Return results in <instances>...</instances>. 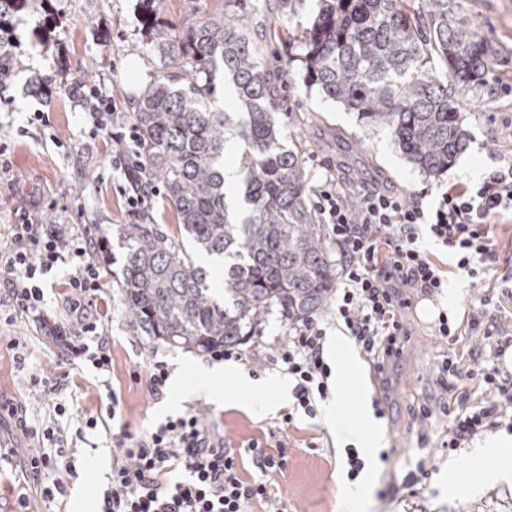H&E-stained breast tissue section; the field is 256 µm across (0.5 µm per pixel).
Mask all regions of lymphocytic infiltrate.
<instances>
[{
	"label": "lymphocytic infiltrate",
	"mask_w": 512,
	"mask_h": 512,
	"mask_svg": "<svg viewBox=\"0 0 512 512\" xmlns=\"http://www.w3.org/2000/svg\"><path fill=\"white\" fill-rule=\"evenodd\" d=\"M96 131L115 141H136L134 127L114 126L111 105L96 90L82 93ZM314 208L333 238L340 256L343 287L336 312L346 335L357 342L375 373L398 355L405 338L399 311L407 292L432 294L446 285L441 269L419 246L421 227H428L442 249L459 254V270L483 278L494 258L490 226L512 213V160L483 177L473 187L462 185L443 192L432 208L420 197L403 196L375 187L334 182L315 192ZM13 247L0 254L16 311L45 321L44 294L39 286L54 267L68 268L64 306L78 332L68 336L63 325H52L54 336L65 339L63 361L83 358L100 371L112 368V351L92 298L99 292L100 267L92 259L104 243L87 237L73 224H34L29 219L12 225ZM493 309L472 308L469 325L482 331L486 343L469 363L448 356L440 372L450 397L441 411L450 427L445 448L468 447L487 428L499 425L512 409V375L502 373L496 359L506 334L496 313L512 305V281L501 278ZM324 331L312 317L290 327L288 340L265 353L227 347L219 359L262 361L281 367L293 384L294 403L315 417L329 391L331 368L323 352ZM40 447L31 468L44 477V502L64 495L75 474L63 449L68 443L62 426H45L36 436ZM112 472L103 493L101 512H285V503L272 492L270 478L286 469L284 440L251 439L244 449L231 447L217 421L190 408L169 417L151 431L134 433L121 424L112 435ZM251 464L264 476L245 482L240 470Z\"/></svg>",
	"instance_id": "1"
}]
</instances>
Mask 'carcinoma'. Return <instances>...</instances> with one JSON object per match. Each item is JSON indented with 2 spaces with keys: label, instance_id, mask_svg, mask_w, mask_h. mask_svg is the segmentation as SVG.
<instances>
[{
  "label": "carcinoma",
  "instance_id": "obj_1",
  "mask_svg": "<svg viewBox=\"0 0 512 512\" xmlns=\"http://www.w3.org/2000/svg\"><path fill=\"white\" fill-rule=\"evenodd\" d=\"M28 0H0V31ZM466 0H323L303 32L278 20L268 45L301 46L303 82L365 124L390 131L415 168L448 170L469 142L460 101L497 66ZM143 27L158 34L154 0ZM248 13L193 18L161 40L163 72L129 113L139 136L132 180L162 189L178 231L224 261L217 290L163 224H120L121 300L131 326L173 347L209 353L257 335L277 308L290 324L329 305L336 263L311 205L305 147L282 144L279 108ZM233 82L236 119L210 103L216 74ZM245 145L239 171L243 220L224 190L225 143Z\"/></svg>",
  "mask_w": 512,
  "mask_h": 512
}]
</instances>
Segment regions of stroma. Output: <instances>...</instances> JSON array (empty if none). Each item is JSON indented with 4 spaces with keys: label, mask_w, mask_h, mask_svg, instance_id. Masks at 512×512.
I'll use <instances>...</instances> for the list:
<instances>
[{
    "label": "stroma",
    "mask_w": 512,
    "mask_h": 512,
    "mask_svg": "<svg viewBox=\"0 0 512 512\" xmlns=\"http://www.w3.org/2000/svg\"><path fill=\"white\" fill-rule=\"evenodd\" d=\"M252 35L266 43V25L284 19L288 28L308 25L319 9L318 0H295L293 10L282 0H251ZM142 0H29L10 22L14 43L10 76L0 83V133L11 139L9 171H0V250L10 243L9 227L22 215L41 224H83L91 233L107 234L113 225L131 223L123 189V171L113 169L115 143L92 133V122L77 96L79 87L99 89L114 100L118 112L131 111L137 98L160 74L164 58L155 38L146 36ZM234 0H156L163 35L179 30L190 18H207L235 10ZM482 34L504 53V63L488 78V85L469 92L461 103L471 139L467 150L439 176L429 177L412 166L396 148L391 134L360 122L356 113L306 89L301 64L288 59L287 48L268 54L273 86L300 107L308 141L306 169L309 185L332 177L368 184L403 196L422 197L433 205L441 192L459 182H476L512 157V0H472ZM52 76L42 88L34 78ZM496 260L484 280L467 277L457 267L455 254L441 251L428 232H421L420 247L444 271L456 288L454 324L457 342L448 345L436 333V320L419 317L421 299L401 312L407 340L382 375H375L365 358H358L347 375L337 407V423L347 429L360 425V396L380 402L384 414L374 424L383 437L388 460L367 462L375 490L374 512H512V486H483L460 495L448 492V471L475 477L485 462L473 449L443 448L447 417L433 414L415 420L420 405L438 404L444 394L438 367L449 352L467 354L478 342L467 326L471 308L479 306L489 284L512 274V222L491 227ZM108 258L100 259L103 286L95 298L112 350L108 386H101L89 362L71 366L61 360L63 346L49 329L32 318L0 308V399L24 412L27 423L42 429L53 409L36 401L33 382L49 378L58 387L66 407L59 419L63 428L80 435L75 450L76 479L70 480L52 512H74L75 495H83L100 512L99 490L112 470V437L107 428H91L89 415L107 404L109 394L119 399L117 418L132 430L150 429L166 417L190 406L206 409L224 427L231 446L237 447L269 431H280L287 443V468L276 487L288 512H344L345 445L322 417L310 418L282 399L278 385L288 376L280 369L238 362L244 372L266 378L263 390L239 388L234 379L214 384L215 398L192 395L196 366L213 365L210 355L173 348L139 335L124 314L116 281L123 251L109 242ZM181 373V387H169L161 402L149 400L146 370L152 359ZM293 413L284 423V413ZM428 479L407 487L409 473L419 466Z\"/></svg>",
    "instance_id": "1"
}]
</instances>
